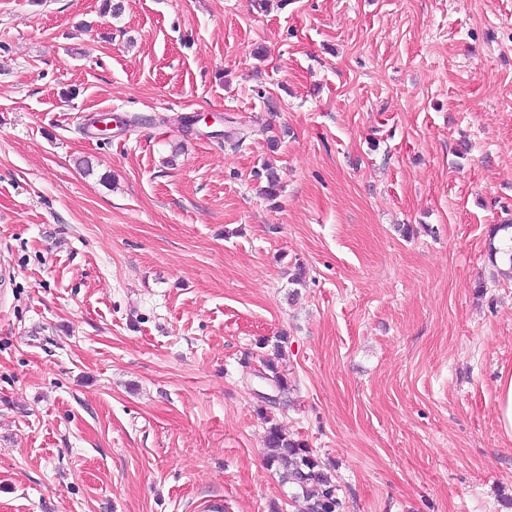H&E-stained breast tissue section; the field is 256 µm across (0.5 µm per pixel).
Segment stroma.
Here are the masks:
<instances>
[{
	"mask_svg": "<svg viewBox=\"0 0 512 512\" xmlns=\"http://www.w3.org/2000/svg\"><path fill=\"white\" fill-rule=\"evenodd\" d=\"M122 4L0 0V512H295L268 415L344 512H512V0ZM282 340H277L274 343L270 350H266L263 352L261 363L265 370V374L267 378L274 383V387L280 396L288 391V378L286 374L283 373L280 360L284 354ZM495 403L499 429L512 440V371L498 380Z\"/></svg>",
	"mask_w": 512,
	"mask_h": 512,
	"instance_id": "obj_1",
	"label": "stroma"
}]
</instances>
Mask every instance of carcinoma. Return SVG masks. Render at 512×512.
Returning a JSON list of instances; mask_svg holds the SVG:
<instances>
[{"label":"carcinoma","instance_id":"1","mask_svg":"<svg viewBox=\"0 0 512 512\" xmlns=\"http://www.w3.org/2000/svg\"><path fill=\"white\" fill-rule=\"evenodd\" d=\"M259 348L263 349L261 363L267 378L274 383L278 394L285 393L289 383L280 366L282 340L271 345L269 340L261 339ZM261 416L268 423L265 464L279 475L281 484L288 489L291 506L296 512H342L343 501L339 496L336 477L306 443L286 433L267 413L263 412Z\"/></svg>","mask_w":512,"mask_h":512}]
</instances>
